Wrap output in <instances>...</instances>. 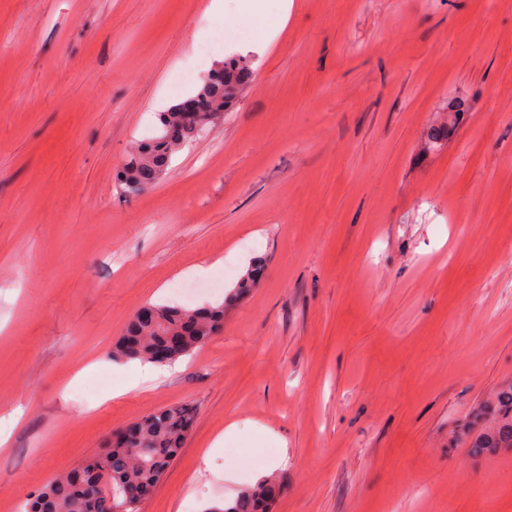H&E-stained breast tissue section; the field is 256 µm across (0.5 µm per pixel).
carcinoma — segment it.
Listing matches in <instances>:
<instances>
[{
	"instance_id": "obj_1",
	"label": "carcinoma",
	"mask_w": 512,
	"mask_h": 512,
	"mask_svg": "<svg viewBox=\"0 0 512 512\" xmlns=\"http://www.w3.org/2000/svg\"><path fill=\"white\" fill-rule=\"evenodd\" d=\"M251 77L243 59H229L212 69L197 92L215 105L213 112H180L178 104L158 115L153 137L137 144L118 174L121 192L136 196L150 189L171 157L224 114ZM224 323V303L202 307L151 304L130 317L112 346L114 359L172 362L208 342ZM194 421L193 408L182 405L155 411L130 425L134 445L111 440L82 467L60 476L29 499L27 512H140L141 505L177 455ZM280 492L268 478L223 506L206 512H268Z\"/></svg>"
}]
</instances>
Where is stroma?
<instances>
[{
	"label": "stroma",
	"instance_id": "stroma-1",
	"mask_svg": "<svg viewBox=\"0 0 512 512\" xmlns=\"http://www.w3.org/2000/svg\"><path fill=\"white\" fill-rule=\"evenodd\" d=\"M206 3L0 0V512L183 404L141 512L269 477L271 512H512V0ZM232 55L253 75L223 121L121 194L157 113ZM188 279L223 328L113 397L129 317ZM231 422L246 465L203 462Z\"/></svg>",
	"mask_w": 512,
	"mask_h": 512
}]
</instances>
